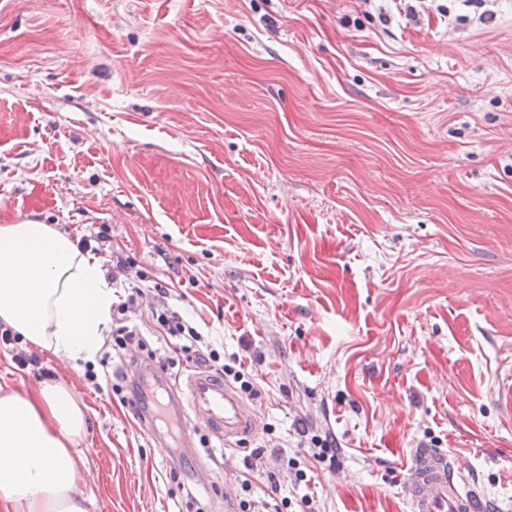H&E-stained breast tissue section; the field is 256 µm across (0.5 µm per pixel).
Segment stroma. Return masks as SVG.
<instances>
[{
    "label": "stroma",
    "mask_w": 512,
    "mask_h": 512,
    "mask_svg": "<svg viewBox=\"0 0 512 512\" xmlns=\"http://www.w3.org/2000/svg\"><path fill=\"white\" fill-rule=\"evenodd\" d=\"M414 7L0 0V224L99 236L139 296L124 358L109 334L91 363L0 349V386L87 405L89 512H224L233 474L258 503L412 512L422 447L512 512V0ZM165 310L255 380L251 436L220 445L197 413L176 450L140 397L88 384L156 371L186 396Z\"/></svg>",
    "instance_id": "stroma-1"
}]
</instances>
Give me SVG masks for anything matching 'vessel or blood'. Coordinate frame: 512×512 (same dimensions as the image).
I'll list each match as a JSON object with an SVG mask.
<instances>
[{
    "mask_svg": "<svg viewBox=\"0 0 512 512\" xmlns=\"http://www.w3.org/2000/svg\"><path fill=\"white\" fill-rule=\"evenodd\" d=\"M191 407L208 415L209 431L227 442L252 434L257 422L250 407L228 382L205 372L188 377ZM413 512H481L482 505L468 488L459 487L448 470V456L436 448L416 449L405 487Z\"/></svg>",
    "mask_w": 512,
    "mask_h": 512,
    "instance_id": "obj_1",
    "label": "vessel or blood"
}]
</instances>
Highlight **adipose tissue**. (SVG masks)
<instances>
[{"label":"adipose tissue","mask_w":512,"mask_h":512,"mask_svg":"<svg viewBox=\"0 0 512 512\" xmlns=\"http://www.w3.org/2000/svg\"><path fill=\"white\" fill-rule=\"evenodd\" d=\"M114 295L100 260L49 224L0 225V323L32 346L94 360ZM87 407L62 382L0 387V512H88L76 493Z\"/></svg>","instance_id":"adipose-tissue-1"}]
</instances>
